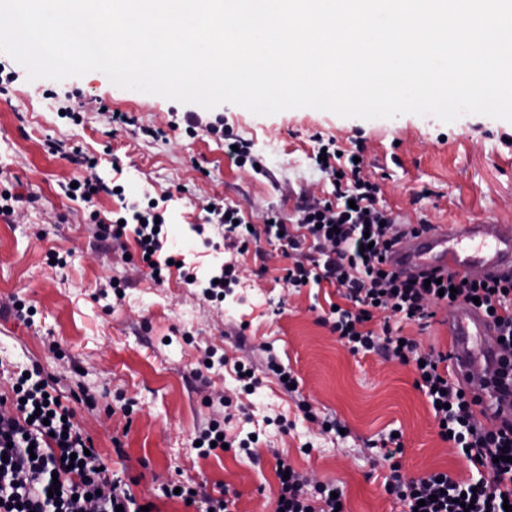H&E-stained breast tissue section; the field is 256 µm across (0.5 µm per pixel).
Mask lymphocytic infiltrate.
<instances>
[{"label": "lymphocytic infiltrate", "mask_w": 512, "mask_h": 512, "mask_svg": "<svg viewBox=\"0 0 512 512\" xmlns=\"http://www.w3.org/2000/svg\"><path fill=\"white\" fill-rule=\"evenodd\" d=\"M319 168L331 179L333 197H303L296 207V231L281 222H263L250 229L239 209H214L224 229L228 249L244 253L252 240L278 242L291 264L283 280L289 287L329 284L338 288L344 306L330 310L327 321L351 352H377L404 364H415L418 386L426 394L440 437L450 438L477 469L488 477L458 483L446 473L406 478L396 457L399 438L388 437L385 457L390 473L387 493L407 503L413 512H505L512 502V413L500 416L497 428L485 427L476 416L477 397L452 381L445 370L446 354L423 350L403 335L404 325L427 330L440 309L452 302L479 301L499 326L501 360L491 378L495 398L512 400V275L472 284L446 275L426 284L424 276L408 277L386 266L385 256L404 232L392 212L380 204L378 184L363 173L353 154L327 152ZM132 225L107 224L103 239L120 240L134 234L141 252H152L148 264L154 280L163 283L165 265L156 258L163 241L155 212L134 211ZM383 313L379 329L369 326ZM39 369L17 377L10 395H0V512H140L135 497L109 470H95L86 453L91 442L73 421L74 412L60 403L56 389L38 381ZM276 471L283 481L277 512H335L338 501L331 484H309L284 460ZM56 495H49V488Z\"/></svg>", "instance_id": "obj_1"}]
</instances>
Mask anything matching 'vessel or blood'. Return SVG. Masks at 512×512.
I'll return each instance as SVG.
<instances>
[{
    "instance_id": "b4317fda",
    "label": "vessel or blood",
    "mask_w": 512,
    "mask_h": 512,
    "mask_svg": "<svg viewBox=\"0 0 512 512\" xmlns=\"http://www.w3.org/2000/svg\"><path fill=\"white\" fill-rule=\"evenodd\" d=\"M392 269L414 274L437 268L461 277L480 280L512 270V225L492 218L468 224H435L424 233L407 234L387 257ZM448 339L454 352V379L477 394L486 383L475 372L478 364L495 365L496 351L483 348L478 339L496 332L492 318L467 304L448 309Z\"/></svg>"
}]
</instances>
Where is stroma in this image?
Listing matches in <instances>:
<instances>
[{
  "label": "stroma",
  "instance_id": "35a3bbf8",
  "mask_svg": "<svg viewBox=\"0 0 512 512\" xmlns=\"http://www.w3.org/2000/svg\"><path fill=\"white\" fill-rule=\"evenodd\" d=\"M0 72L11 76L0 93V191L33 196V203L0 219V357L37 365L42 374L96 397L88 409L68 404L97 463L123 482L152 512H205L165 489L204 484L232 512H274L280 493L276 459L310 483H333L345 512H406L389 495L382 444L390 432L403 443L406 477L445 472L470 480L474 469L443 441L412 366L375 353H351L323 319L341 303L330 286L288 288L289 260L277 245L250 244L238 256L240 282L224 300L204 296L202 284L229 255L207 204L240 209L258 224L276 214L291 223L300 194L330 198L333 187L314 161L318 139L350 152L364 146L366 172L381 202L400 222L433 224L493 218L512 224V122L467 114L445 123L427 115L391 119L343 118L314 108L257 116L223 104L199 109L194 133L171 129L188 105L135 94L98 71L61 81L29 80L26 69L0 52ZM80 112L81 123L64 108ZM125 113L115 124L111 115ZM251 145L255 165H239L207 123ZM79 151L88 162L65 155ZM100 178L123 197L98 194L73 200L65 188ZM428 198H421V191ZM156 203L165 217L162 253L175 256L164 285L139 258L133 237L108 251L93 247L90 213L109 224L124 204ZM198 282L186 284L184 273ZM129 281L116 298L110 279ZM35 311L33 324L11 316L16 301ZM223 365L201 369L205 350ZM275 355L299 381L287 393L266 371ZM255 368L261 386L247 394L238 364ZM306 401L311 416L298 407ZM334 418L348 435L324 433ZM227 439L259 435L257 460L232 448L205 454L193 441L209 421Z\"/></svg>",
  "mask_w": 512,
  "mask_h": 512
}]
</instances>
